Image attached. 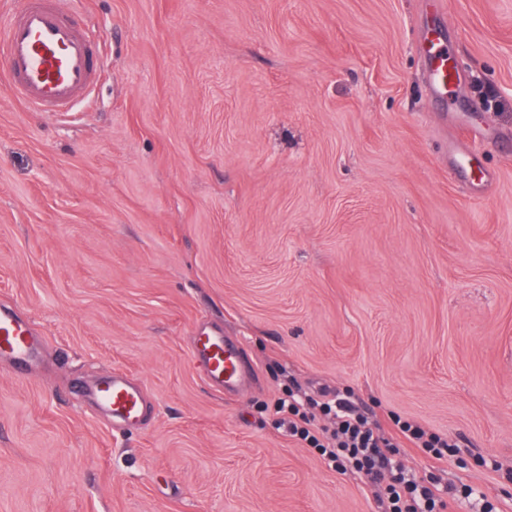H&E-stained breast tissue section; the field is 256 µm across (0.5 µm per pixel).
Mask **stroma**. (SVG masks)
<instances>
[{
	"mask_svg": "<svg viewBox=\"0 0 512 512\" xmlns=\"http://www.w3.org/2000/svg\"><path fill=\"white\" fill-rule=\"evenodd\" d=\"M446 2L85 0L90 104L0 82V306L45 360L0 363V512H377L280 428L289 383L496 461L404 459L512 512V0ZM463 125L476 188L448 169ZM202 328L243 339L239 396L206 384ZM116 370L139 428L92 394ZM438 31L432 30L428 39V69L426 81L431 94L439 99H448V93L457 87L459 81L456 65L450 54L442 51L436 42ZM448 55V56H447Z\"/></svg>",
	"mask_w": 512,
	"mask_h": 512,
	"instance_id": "stroma-1",
	"label": "stroma"
}]
</instances>
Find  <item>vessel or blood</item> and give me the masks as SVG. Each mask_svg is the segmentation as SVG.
Instances as JSON below:
<instances>
[{
  "label": "vessel or blood",
  "instance_id": "obj_1",
  "mask_svg": "<svg viewBox=\"0 0 512 512\" xmlns=\"http://www.w3.org/2000/svg\"><path fill=\"white\" fill-rule=\"evenodd\" d=\"M61 0H22L0 22V80L13 97L34 112H68L86 100L98 80V47L85 38L76 16ZM426 81L431 94L447 99L459 81L456 66L436 40H429ZM241 340L203 330L195 337L194 357L212 388L225 396L241 393L253 378L243 363ZM39 345L29 324L11 307L0 308V361L31 366ZM95 394L113 419L132 426L144 411L140 384L126 373L114 372Z\"/></svg>",
  "mask_w": 512,
  "mask_h": 512
}]
</instances>
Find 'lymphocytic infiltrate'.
<instances>
[{
    "label": "lymphocytic infiltrate",
    "instance_id": "f902f5d3",
    "mask_svg": "<svg viewBox=\"0 0 512 512\" xmlns=\"http://www.w3.org/2000/svg\"><path fill=\"white\" fill-rule=\"evenodd\" d=\"M315 407L326 417V424H315L310 414ZM274 408L290 437L314 449L335 471L362 476L380 512H451L459 502L470 505L474 512H501L497 501L470 484L444 486L433 473L405 465L403 458L410 448L439 462L457 457L459 446L448 434L397 414L391 417V433L380 434L349 391L318 400L300 388L289 387Z\"/></svg>",
    "mask_w": 512,
    "mask_h": 512
}]
</instances>
